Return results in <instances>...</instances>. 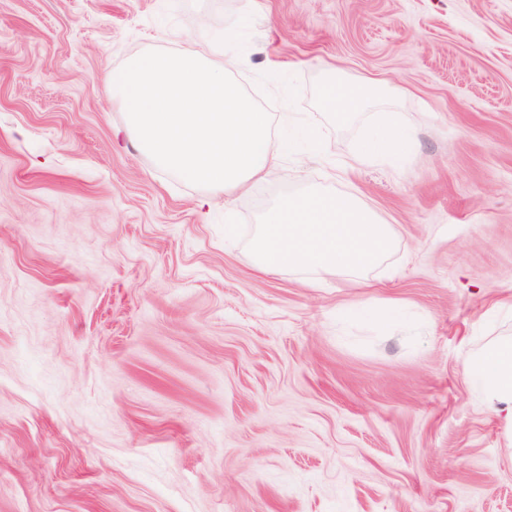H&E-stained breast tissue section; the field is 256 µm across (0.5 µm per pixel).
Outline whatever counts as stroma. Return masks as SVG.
I'll return each mask as SVG.
<instances>
[{
  "instance_id": "stroma-1",
  "label": "stroma",
  "mask_w": 512,
  "mask_h": 512,
  "mask_svg": "<svg viewBox=\"0 0 512 512\" xmlns=\"http://www.w3.org/2000/svg\"><path fill=\"white\" fill-rule=\"evenodd\" d=\"M182 31L321 149L203 208L115 143L109 76ZM330 76L370 91L347 121ZM384 112L413 150L353 164ZM311 189L390 225L379 265L255 269ZM509 332L512 0H0V512H512L463 373Z\"/></svg>"
}]
</instances>
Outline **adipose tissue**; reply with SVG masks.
<instances>
[{"instance_id": "1", "label": "adipose tissue", "mask_w": 512, "mask_h": 512, "mask_svg": "<svg viewBox=\"0 0 512 512\" xmlns=\"http://www.w3.org/2000/svg\"><path fill=\"white\" fill-rule=\"evenodd\" d=\"M362 86L324 81L323 108L344 119L363 105ZM413 141L391 115L380 117L365 156L399 158ZM388 225L374 220L348 196L309 191L269 206L261 216L253 244L259 271L302 267L325 273H360L379 262L393 247ZM464 372L482 402L512 430V336L497 337L474 350Z\"/></svg>"}]
</instances>
